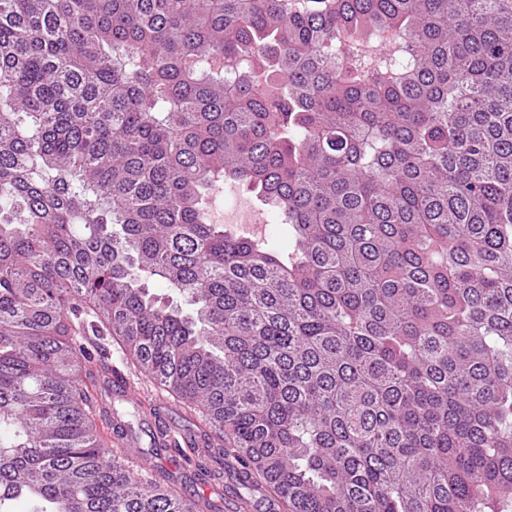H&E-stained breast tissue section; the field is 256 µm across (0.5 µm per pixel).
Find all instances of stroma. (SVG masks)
<instances>
[{
    "label": "stroma",
    "mask_w": 512,
    "mask_h": 512,
    "mask_svg": "<svg viewBox=\"0 0 512 512\" xmlns=\"http://www.w3.org/2000/svg\"><path fill=\"white\" fill-rule=\"evenodd\" d=\"M244 200L249 202L253 213L270 216L269 206L264 205L255 192L234 181L221 183L211 193L207 211L212 216L222 215L238 208ZM108 363L124 375L128 392L124 395L111 394L106 401L125 418L133 420L142 449L154 464L165 469L187 493L202 496L212 502L219 512H237L241 506L245 507L246 512H267L268 505L274 502L273 497H263L256 491L239 487L234 473L235 462L231 457L210 464L211 470L221 481V488L216 491L209 482L198 479L194 466L174 449L154 445L153 435L161 430L176 432L181 438L199 442L203 440L207 429L197 414L173 402L167 393L155 389L136 369L125 365L119 354H111Z\"/></svg>",
    "instance_id": "obj_1"
}]
</instances>
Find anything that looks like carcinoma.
<instances>
[{"label":"carcinoma","mask_w":512,"mask_h":512,"mask_svg":"<svg viewBox=\"0 0 512 512\" xmlns=\"http://www.w3.org/2000/svg\"><path fill=\"white\" fill-rule=\"evenodd\" d=\"M97 340L284 512H512V0H0V512H213ZM241 200L248 201L252 207V212L243 214V222L250 220V214L261 213L264 220L267 219L266 224H264L267 225L266 234L271 235L280 248L288 250L292 247L293 238L290 229L280 224H272L268 217L273 220H275V218L269 206L264 205L255 192H252L245 185L238 182L224 181L220 184L218 189H215L210 194L209 204L207 206L208 220L210 221L209 217L211 215L213 222H220L215 220L214 215L223 214L224 216L225 212L235 210L238 208Z\"/></svg>","instance_id":"obj_1"}]
</instances>
